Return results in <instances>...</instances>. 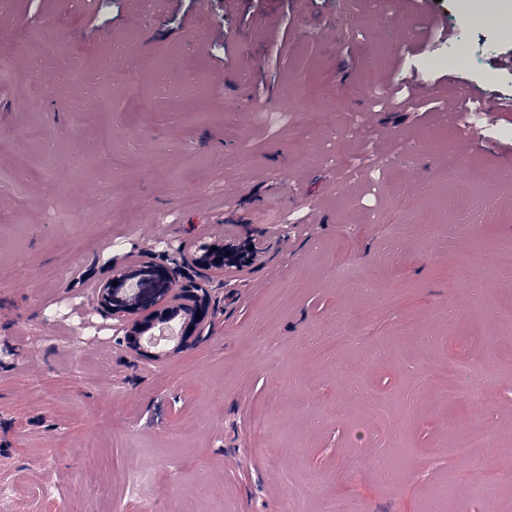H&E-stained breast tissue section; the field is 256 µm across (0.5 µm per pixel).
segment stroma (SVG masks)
<instances>
[{
    "mask_svg": "<svg viewBox=\"0 0 512 512\" xmlns=\"http://www.w3.org/2000/svg\"><path fill=\"white\" fill-rule=\"evenodd\" d=\"M426 2L470 66L410 0H0V512H512V112L432 90L512 97V0ZM219 228L245 287L182 262ZM123 260L211 299L154 364L87 302ZM442 372L448 379L449 395L458 398L474 395L470 384L476 380V376L470 367L449 359Z\"/></svg>",
    "mask_w": 512,
    "mask_h": 512,
    "instance_id": "1",
    "label": "stroma"
}]
</instances>
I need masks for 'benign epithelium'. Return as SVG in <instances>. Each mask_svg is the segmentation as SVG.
Wrapping results in <instances>:
<instances>
[{"instance_id":"obj_1","label":"benign epithelium","mask_w":512,"mask_h":512,"mask_svg":"<svg viewBox=\"0 0 512 512\" xmlns=\"http://www.w3.org/2000/svg\"><path fill=\"white\" fill-rule=\"evenodd\" d=\"M204 241L198 246L196 263L226 278L237 280V273L255 260L258 251L247 245H218ZM97 308L117 321L123 331L122 343L141 361L154 362L158 356L141 345L145 332L184 313L181 336L200 334L211 321L212 310L206 295L195 286L181 283L176 270L167 265L145 262L131 267L113 268L112 276L93 289Z\"/></svg>"}]
</instances>
